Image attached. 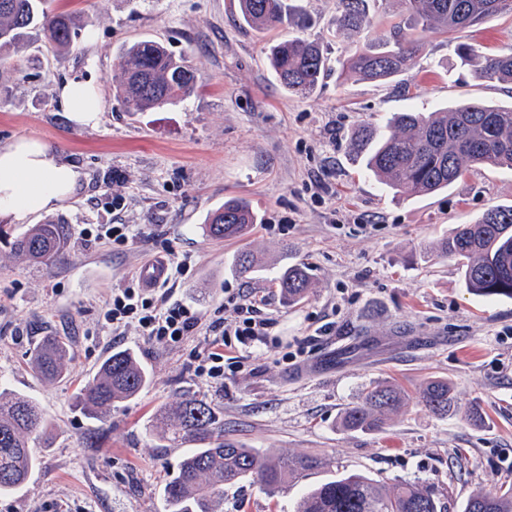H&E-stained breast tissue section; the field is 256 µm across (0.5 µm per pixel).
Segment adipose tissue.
<instances>
[{
	"instance_id": "obj_1",
	"label": "adipose tissue",
	"mask_w": 512,
	"mask_h": 512,
	"mask_svg": "<svg viewBox=\"0 0 512 512\" xmlns=\"http://www.w3.org/2000/svg\"><path fill=\"white\" fill-rule=\"evenodd\" d=\"M65 118L73 125H97L102 97L82 80H66L57 89ZM82 173L45 142L21 138L0 146V215L21 222L61 207L78 188Z\"/></svg>"
}]
</instances>
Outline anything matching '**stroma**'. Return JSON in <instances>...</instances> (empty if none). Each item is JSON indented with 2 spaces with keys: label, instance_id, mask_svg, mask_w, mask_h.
Returning <instances> with one entry per match:
<instances>
[{
  "label": "stroma",
  "instance_id": "35a3bbf8",
  "mask_svg": "<svg viewBox=\"0 0 512 512\" xmlns=\"http://www.w3.org/2000/svg\"><path fill=\"white\" fill-rule=\"evenodd\" d=\"M312 18L305 38L328 52L331 70L313 94H288L274 78L278 34L244 27L233 0H53L87 20L69 50L36 42L6 58L0 73V145L41 139L83 177L51 214L16 223L0 217V387L38 402L51 445L37 451L29 482L0 496V512H165L164 480L193 448L151 431L155 412L193 393L215 406L226 436L272 455L318 453L329 468L269 496L244 482L225 489L219 512H294L330 477L358 472L385 487L421 482L447 489L448 512L475 493L512 484V299L469 291L455 258L436 245L496 205H512V170L473 167L448 190L393 196L349 150L348 135L395 112H430L464 101L512 105V85L477 80L457 61V42L482 52L512 46V16L499 15L457 40L425 39L416 67L384 83L345 77L340 59L383 38L395 7L371 0V29L337 34L338 0H298ZM188 55L198 77L190 96L150 112L123 111L112 78L137 40ZM80 78L103 100L97 126L70 124L59 83ZM231 198L259 216L246 235L202 231ZM60 221L65 248L50 264L18 256L11 237ZM89 224H127L134 244L87 240ZM254 253L258 271L234 256ZM189 261L170 281L173 299L194 305L197 327L176 345L150 340L137 322L106 323L112 291L143 263ZM301 264L308 296L285 302L273 279ZM259 299L271 324L251 347L232 344L236 373L223 380L197 366L215 337L233 329L236 304ZM67 337L65 378L30 367L33 344ZM134 350L151 380L134 399L87 418L75 396L115 349ZM448 380L456 409L433 414L422 384ZM392 380L410 401L377 431L353 432L343 411L370 384ZM479 408L481 420L469 412Z\"/></svg>",
  "mask_w": 512,
  "mask_h": 512
}]
</instances>
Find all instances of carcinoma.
<instances>
[{
	"instance_id": "cac0c4a2",
	"label": "carcinoma",
	"mask_w": 512,
	"mask_h": 512,
	"mask_svg": "<svg viewBox=\"0 0 512 512\" xmlns=\"http://www.w3.org/2000/svg\"><path fill=\"white\" fill-rule=\"evenodd\" d=\"M405 16L389 36L366 44L341 63V73L361 80L386 82L412 69L421 51V36L452 35L477 26L494 14H512V0H397ZM238 17L256 31L305 29L309 17L292 0H237ZM78 19L52 12L48 0H0V52L19 49L39 39L67 48ZM368 0H338L336 27L351 32L369 28ZM457 53L481 80L512 84V49L483 55L461 43ZM277 82L289 93L312 94L329 70L325 49L314 41L288 37L270 47ZM196 72L187 56H175L159 41L130 45L119 67L114 96L128 112L160 109L196 89ZM355 156L381 184L409 195H427L448 187L476 165L512 169V106L472 101L434 112H399L384 126L365 125L350 135ZM256 223L245 199H232L214 211L206 224L214 238H233ZM64 247L58 223L36 224L14 241L17 252L52 262ZM457 258L465 284L485 296L512 298V205L488 208L471 224H461L440 245ZM285 301L295 304L308 294L311 276L292 265L274 278ZM71 344L65 336H44L31 350L36 372L61 379L68 372ZM149 375L134 351L112 353L76 396L90 419H99L116 402L137 396ZM423 404L440 417L454 410L452 387L444 379L428 381L420 391ZM398 387L377 382L347 407L342 425L350 431H377L406 404ZM168 441L196 443L163 488L165 512H217L224 489L252 481L274 495L309 471L330 466L331 459L313 454L266 457L224 435V423L211 403L188 395L155 415ZM45 420L32 399L0 390V494L24 486L37 465L32 436ZM296 512H448L444 489L401 483L394 489L377 486L352 473L322 482L300 500ZM463 512H512V488L471 496Z\"/></svg>"
}]
</instances>
